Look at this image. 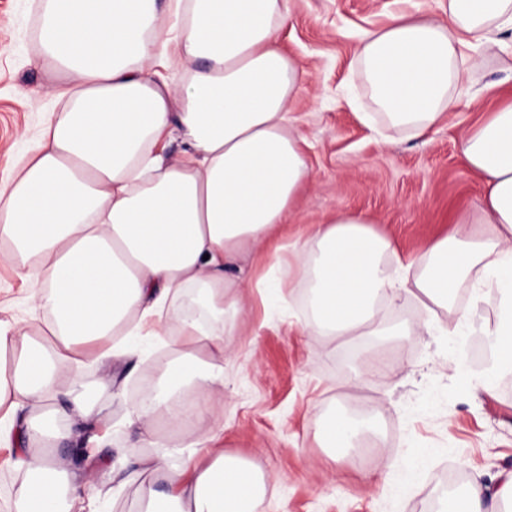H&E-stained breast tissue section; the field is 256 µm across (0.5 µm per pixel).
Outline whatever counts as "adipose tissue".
Returning a JSON list of instances; mask_svg holds the SVG:
<instances>
[{"instance_id":"adipose-tissue-1","label":"adipose tissue","mask_w":512,"mask_h":512,"mask_svg":"<svg viewBox=\"0 0 512 512\" xmlns=\"http://www.w3.org/2000/svg\"><path fill=\"white\" fill-rule=\"evenodd\" d=\"M447 13L444 26L399 16L367 33L358 57L378 110L416 137L458 107L465 49L496 53L512 30V0H448ZM287 16L288 0H170L164 13L156 0H39V57L58 77L48 92L59 109L0 184V262L29 281L37 312L0 320V446L15 448L22 475L13 512H85L88 492L129 489L137 512H259L269 480L224 452L223 411L204 399L224 388V310H246L247 281L226 271L270 248L311 184L288 112L307 72L281 46ZM175 136L183 147L167 154ZM461 152L484 178L489 235L456 226L398 273L393 242L340 213L283 268L305 279L306 330L328 337L358 330L399 286L455 305L444 330L454 336L471 326L461 283L496 292L500 314L480 327L493 362L476 381L489 392L512 372V102ZM168 335L172 357L131 414L137 442L101 469L69 454L107 418L88 400L85 366L114 389V366L144 353V337ZM191 426L204 437H184ZM361 430L332 413L314 438L348 448ZM506 495L512 472L448 512H496Z\"/></svg>"}]
</instances>
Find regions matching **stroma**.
I'll return each instance as SVG.
<instances>
[{"label":"stroma","instance_id":"obj_1","mask_svg":"<svg viewBox=\"0 0 512 512\" xmlns=\"http://www.w3.org/2000/svg\"><path fill=\"white\" fill-rule=\"evenodd\" d=\"M38 0H0V182L38 138L57 104L44 92L52 73L35 65ZM447 0H288L283 43L308 72L288 110L313 183L296 200L283 229L285 246L307 241L306 225L337 213L367 217L390 239L400 267L422 259L423 243L482 215L483 182L465 164L463 137L502 103L512 101V70L480 48L467 50L471 67L455 90L459 107L425 136L410 137L377 113L355 64L365 34L406 13L446 22ZM372 113V122L362 119ZM289 298L263 303L250 290L246 314L225 310L234 333L225 337L224 389L210 395L224 409V450L250 459L276 490L262 512H439V496L464 492L512 471V372L488 395L464 377L481 366L463 344L474 329L441 335L454 309L409 293L378 303L376 324L414 325L429 320L420 339L382 338L365 328L343 343L304 328V282L294 277ZM169 347L148 351L117 377L113 397L88 368L84 383L95 405L106 407L101 453L127 444L126 419L140 393L154 384ZM371 420L374 432L332 460L312 437L311 421L331 409ZM433 454L411 479L401 463L414 449Z\"/></svg>","mask_w":512,"mask_h":512}]
</instances>
